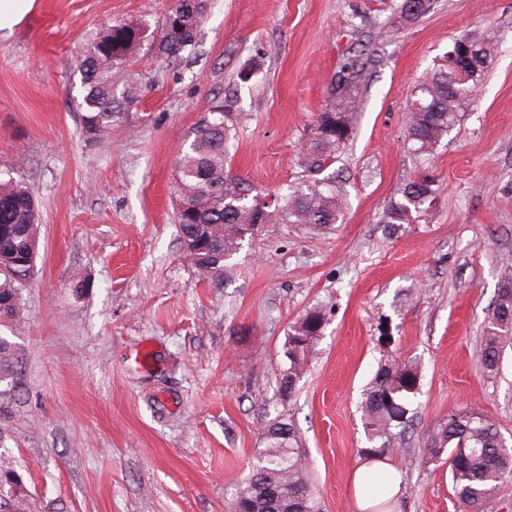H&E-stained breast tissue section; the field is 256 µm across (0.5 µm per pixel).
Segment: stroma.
<instances>
[{"mask_svg": "<svg viewBox=\"0 0 512 512\" xmlns=\"http://www.w3.org/2000/svg\"><path fill=\"white\" fill-rule=\"evenodd\" d=\"M0 37V173L20 170L41 226L0 396V457L25 512H228L263 429L293 420L324 512H357L350 474L369 442L359 404L390 359L420 364V391L389 512H462L447 459L425 435L449 413L498 423L512 443V345L479 364L501 269L512 259V0H207L198 43L177 60L145 47L131 120L81 133L80 52L118 22L154 26L175 0H37ZM492 32L473 105L430 155L405 141L406 105L453 38ZM365 48L362 107L339 159L313 180L347 200L343 223L280 224L200 274L174 217L178 152L225 99L237 120L227 168L268 194L297 183L301 147L330 82ZM248 80H241L242 70ZM439 176L425 222L385 213L421 170ZM326 313L295 394L280 399L291 326ZM150 346L152 359L135 355Z\"/></svg>", "mask_w": 512, "mask_h": 512, "instance_id": "stroma-1", "label": "stroma"}]
</instances>
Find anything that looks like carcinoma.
Instances as JSON below:
<instances>
[{"instance_id":"1","label":"carcinoma","mask_w":512,"mask_h":512,"mask_svg":"<svg viewBox=\"0 0 512 512\" xmlns=\"http://www.w3.org/2000/svg\"><path fill=\"white\" fill-rule=\"evenodd\" d=\"M205 14L203 0H177L175 7L153 31L151 44L162 54L178 58L195 46ZM147 27L135 21L115 24L83 50L80 63L83 98L80 122L83 135L93 140L129 119L130 108L141 95V83L127 63L141 53ZM493 52V37L462 35L453 40L441 63L421 78L407 102L406 127L411 151L433 152L460 122L476 99ZM363 54H353L336 73L329 99L316 115L312 137L303 151L304 168L322 169L353 132L359 108L356 79L364 68ZM236 126L224 104L209 108L201 117L189 147L179 152L176 170V221L179 239L199 273L220 277L224 263L239 253L244 242L255 238L263 224H302L326 229L344 217L347 202L332 189L308 179L256 206L252 189L226 170L227 144ZM438 178L419 173L404 185L399 199L386 212L389 224H417L438 200ZM37 203L26 183L0 179V327L19 313L15 282L30 274L38 255ZM325 313L309 310L288 334V369L279 383L282 399L292 396L297 381L307 371V356L321 335ZM512 344V273L506 272L487 334L481 345L482 367L497 369L504 347ZM19 348L0 336V382L13 381ZM420 386L418 367L393 360L378 370L360 403L369 442L362 450L368 458L394 456L408 424L404 396ZM265 447L258 449L248 480L233 499L232 512H322L313 489L296 425L278 415L264 427ZM430 458L448 453L452 486L463 512L481 508L512 477V446H507L499 426L475 412H452L426 437Z\"/></svg>"}]
</instances>
